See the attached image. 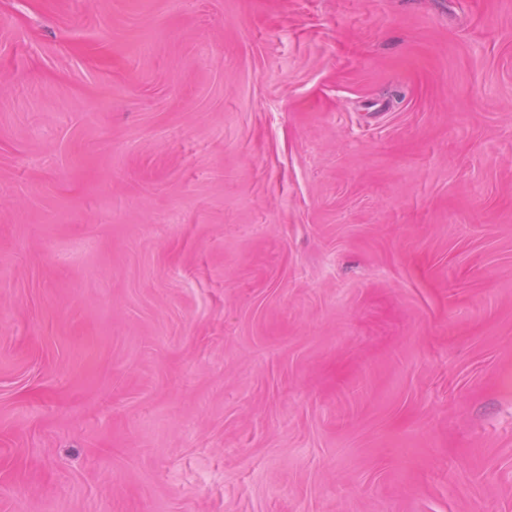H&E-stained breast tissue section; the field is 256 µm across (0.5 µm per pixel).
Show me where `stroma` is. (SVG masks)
<instances>
[{"instance_id": "35a3bbf8", "label": "stroma", "mask_w": 512, "mask_h": 512, "mask_svg": "<svg viewBox=\"0 0 512 512\" xmlns=\"http://www.w3.org/2000/svg\"><path fill=\"white\" fill-rule=\"evenodd\" d=\"M0 512H512V0H0Z\"/></svg>"}]
</instances>
